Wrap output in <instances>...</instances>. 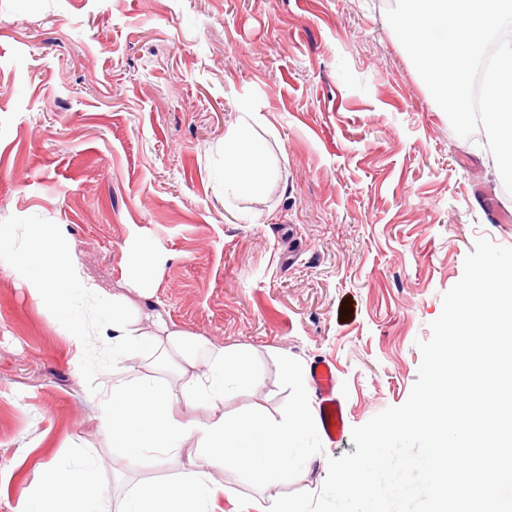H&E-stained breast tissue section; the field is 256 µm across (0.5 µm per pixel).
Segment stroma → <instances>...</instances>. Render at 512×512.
Masks as SVG:
<instances>
[{"label": "stroma", "instance_id": "1", "mask_svg": "<svg viewBox=\"0 0 512 512\" xmlns=\"http://www.w3.org/2000/svg\"><path fill=\"white\" fill-rule=\"evenodd\" d=\"M384 0H0V225L62 235L87 275L170 328L243 347L260 388L224 405L279 416L284 359L336 365L348 428L321 460L268 486L318 492L351 428L403 404L417 340L477 238L512 247L478 178L508 196L484 132L459 137L386 19ZM280 177L229 213L211 179L241 113ZM159 258L125 286L133 239ZM74 351L0 270V512L40 467L84 448L118 499L169 478L114 457Z\"/></svg>", "mask_w": 512, "mask_h": 512}]
</instances>
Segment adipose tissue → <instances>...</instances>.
<instances>
[{"label": "adipose tissue", "instance_id": "ef3b65f1", "mask_svg": "<svg viewBox=\"0 0 512 512\" xmlns=\"http://www.w3.org/2000/svg\"><path fill=\"white\" fill-rule=\"evenodd\" d=\"M256 122L255 115L244 113L225 131L219 148L223 163L214 181L230 211L236 202L263 194L278 177L277 163L258 135ZM59 251V244L0 226V268L28 289L74 348L85 396L113 456H152L165 463L174 478L134 485L115 502L100 492L89 455L80 448H63L24 490L17 512H216L220 488L212 470L237 472L262 488L287 480L290 468L314 459L322 438L304 363H283L296 386L287 412L276 418L258 411L242 418L229 416L225 401L241 385L264 381L263 367L250 351L170 329L161 316L100 287L73 261L66 266L65 287H55L42 267L46 253ZM157 350L174 360L184 382L181 396H174L165 383L130 370L132 359ZM177 401L189 410L209 411L208 422L199 425L177 417ZM190 439L197 444L198 462L187 469L180 450Z\"/></svg>", "mask_w": 512, "mask_h": 512}]
</instances>
